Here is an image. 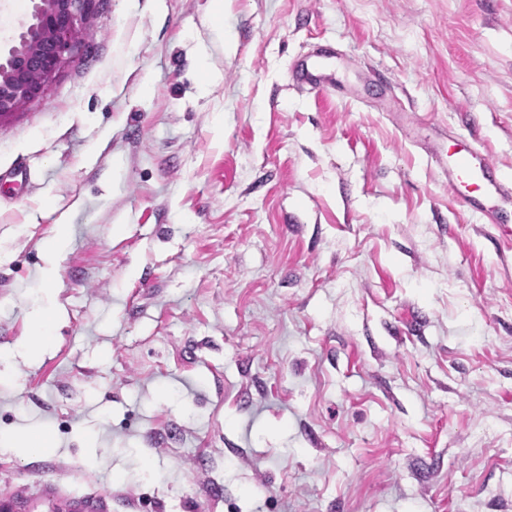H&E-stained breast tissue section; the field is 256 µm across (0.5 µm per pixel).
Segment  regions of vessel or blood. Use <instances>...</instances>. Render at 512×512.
Instances as JSON below:
<instances>
[{
  "mask_svg": "<svg viewBox=\"0 0 512 512\" xmlns=\"http://www.w3.org/2000/svg\"><path fill=\"white\" fill-rule=\"evenodd\" d=\"M291 77L296 85L327 95L343 90L336 78V55L326 48L294 60ZM427 152L442 170L461 208L479 215L484 223H500L512 208V179L500 175L486 155L462 138L435 133Z\"/></svg>",
  "mask_w": 512,
  "mask_h": 512,
  "instance_id": "b4317fda",
  "label": "vessel or blood"
}]
</instances>
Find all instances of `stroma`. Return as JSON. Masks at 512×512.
I'll return each instance as SVG.
<instances>
[{
	"label": "stroma",
	"instance_id": "stroma-1",
	"mask_svg": "<svg viewBox=\"0 0 512 512\" xmlns=\"http://www.w3.org/2000/svg\"><path fill=\"white\" fill-rule=\"evenodd\" d=\"M209 4L98 0L0 122V501L512 512V215L397 122L512 179V0ZM321 45L353 95L293 86ZM434 132L427 154L442 170L456 202L485 224H501L502 216L512 209V181L465 139L446 136L438 129ZM54 320L55 312L50 309L41 311L35 317L34 333L33 336H31L29 339V345L31 347L39 348L46 345Z\"/></svg>",
	"mask_w": 512,
	"mask_h": 512
}]
</instances>
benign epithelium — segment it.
<instances>
[{
    "mask_svg": "<svg viewBox=\"0 0 512 512\" xmlns=\"http://www.w3.org/2000/svg\"><path fill=\"white\" fill-rule=\"evenodd\" d=\"M28 23L0 57V121L41 98L73 61L97 0H31Z\"/></svg>",
    "mask_w": 512,
    "mask_h": 512,
    "instance_id": "7a95c632",
    "label": "benign epithelium"
}]
</instances>
